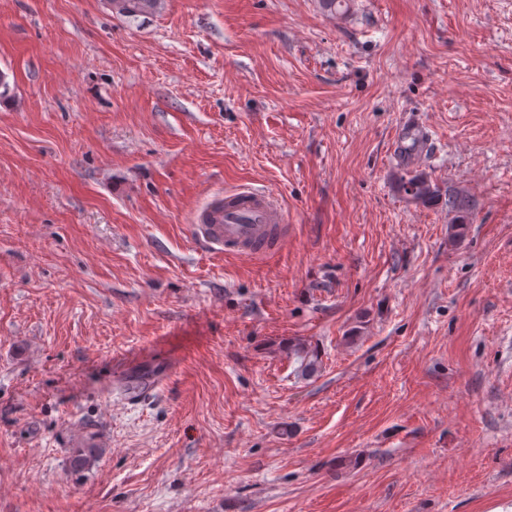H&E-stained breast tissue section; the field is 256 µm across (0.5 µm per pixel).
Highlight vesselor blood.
I'll list each match as a JSON object with an SVG mask.
<instances>
[{"label": "vessel or blood", "mask_w": 512, "mask_h": 512, "mask_svg": "<svg viewBox=\"0 0 512 512\" xmlns=\"http://www.w3.org/2000/svg\"><path fill=\"white\" fill-rule=\"evenodd\" d=\"M189 230L212 253L254 259L275 250L288 236L276 196L251 186L212 196L193 214Z\"/></svg>", "instance_id": "vessel-or-blood-1"}]
</instances>
